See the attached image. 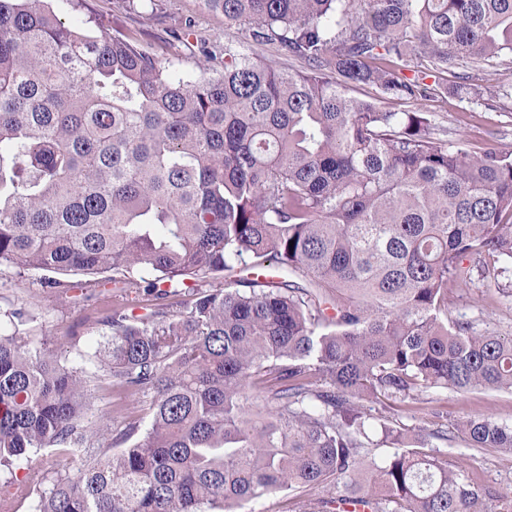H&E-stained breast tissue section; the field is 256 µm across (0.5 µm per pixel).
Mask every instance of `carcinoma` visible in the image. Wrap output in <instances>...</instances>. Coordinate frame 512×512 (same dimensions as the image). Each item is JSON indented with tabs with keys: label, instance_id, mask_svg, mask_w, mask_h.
Returning <instances> with one entry per match:
<instances>
[{
	"label": "carcinoma",
	"instance_id": "carcinoma-1",
	"mask_svg": "<svg viewBox=\"0 0 512 512\" xmlns=\"http://www.w3.org/2000/svg\"><path fill=\"white\" fill-rule=\"evenodd\" d=\"M309 71L224 45L218 77L173 76L133 36H89L49 0H0V265L112 273L78 360L0 318V512H243L319 489L371 512H512L431 438L375 406L432 389L512 393V335L448 318L467 258L512 299V153L434 136L437 95L488 101L512 64V0H199ZM423 69L408 76L412 59ZM369 88L374 96L353 95ZM153 278L139 276L142 268ZM151 305L135 313L129 296ZM148 404L88 419V387ZM394 448L368 456V430ZM472 448L512 426L471 418ZM53 447L47 480L30 454Z\"/></svg>",
	"mask_w": 512,
	"mask_h": 512
}]
</instances>
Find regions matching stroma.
Returning <instances> with one entry per match:
<instances>
[{"label": "stroma", "instance_id": "35a3bbf8", "mask_svg": "<svg viewBox=\"0 0 512 512\" xmlns=\"http://www.w3.org/2000/svg\"><path fill=\"white\" fill-rule=\"evenodd\" d=\"M53 8L67 26L92 34L123 33L151 43L164 54L171 72L192 80L209 63L206 52L223 54L225 43L242 53L277 62L284 68L303 69L304 64L281 56L276 45L257 46L243 40L237 29L224 25L219 14L202 12L198 0H164L162 11L150 7L130 10L127 0H53ZM490 79L501 97L487 106L454 97L433 96L424 102L409 103V110H427L437 137L462 143L473 154L494 146L512 152V69L494 66ZM40 272L17 273L0 267V313L27 307L34 315L26 333L35 343L69 349V334L74 324L96 317L98 310L111 303L107 284L91 276L83 277V287L66 293L43 292ZM450 317L478 319L481 328L512 334V303L500 300L490 280L479 277L465 284H451L448 292ZM392 425L417 432L424 427L444 430L448 441L436 446L450 459L471 468L480 485L512 493V455H498L470 447L461 426L464 421L488 416L512 426V394L503 391L474 390L458 394L432 390L416 398L390 400Z\"/></svg>", "mask_w": 512, "mask_h": 512}]
</instances>
